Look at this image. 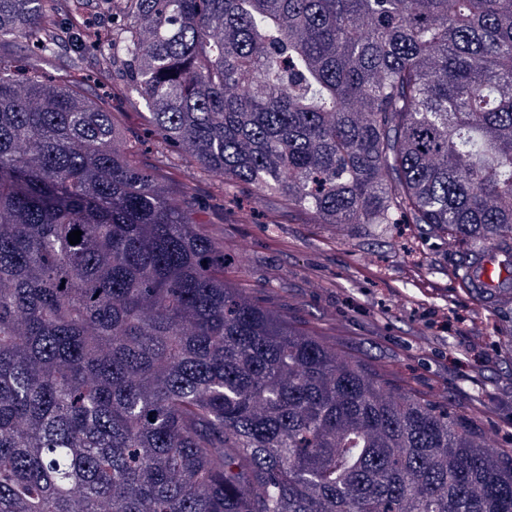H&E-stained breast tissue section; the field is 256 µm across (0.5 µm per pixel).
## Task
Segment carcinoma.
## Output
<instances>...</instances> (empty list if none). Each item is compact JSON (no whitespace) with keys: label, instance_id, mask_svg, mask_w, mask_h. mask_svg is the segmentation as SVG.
<instances>
[{"label":"carcinoma","instance_id":"1","mask_svg":"<svg viewBox=\"0 0 512 512\" xmlns=\"http://www.w3.org/2000/svg\"><path fill=\"white\" fill-rule=\"evenodd\" d=\"M95 79L0 51V512H512V463L446 410L242 301L184 146L324 224H420L512 295V0H112ZM59 0H0L54 52ZM82 231L72 245L68 234ZM84 95L90 100L95 101L104 109L113 111L117 120V129L123 140L133 146L138 161L143 165H152L155 161V148L159 137L154 127L148 122L145 112H138L137 106L130 101H126L122 108L124 112H115L120 107L119 103L113 99L112 94L106 98L104 103L100 104L101 90L92 84L87 83L83 86Z\"/></svg>","mask_w":512,"mask_h":512}]
</instances>
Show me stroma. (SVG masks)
Wrapping results in <instances>:
<instances>
[{
  "label": "stroma",
  "mask_w": 512,
  "mask_h": 512,
  "mask_svg": "<svg viewBox=\"0 0 512 512\" xmlns=\"http://www.w3.org/2000/svg\"><path fill=\"white\" fill-rule=\"evenodd\" d=\"M9 51L55 81L82 79L98 60L81 38H64L50 56L18 44ZM116 120L138 161L152 165L158 136L146 114L127 102ZM165 176L172 195L194 193L200 229L224 253V280L247 301L512 455V349L498 341L512 329V306L490 310L464 285L460 248L420 239L412 224L376 235L320 223L273 192L223 188L177 148Z\"/></svg>",
  "instance_id": "1"
}]
</instances>
